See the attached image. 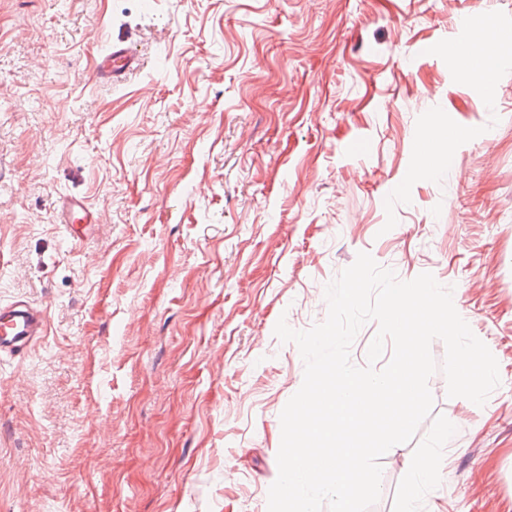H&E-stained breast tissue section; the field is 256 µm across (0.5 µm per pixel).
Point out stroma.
I'll return each instance as SVG.
<instances>
[{"label": "stroma", "mask_w": 512, "mask_h": 512, "mask_svg": "<svg viewBox=\"0 0 512 512\" xmlns=\"http://www.w3.org/2000/svg\"><path fill=\"white\" fill-rule=\"evenodd\" d=\"M488 19L512 38V0H0V300L48 315L0 361V512H268L304 376L275 325L323 322L361 252L451 288L500 376L481 406L431 376L368 512L446 427L420 512H512V56L460 73ZM119 41L141 67L95 81ZM466 47L468 54L465 53L463 59L461 57L463 67L465 69V76L476 80L485 89L492 88L495 70L491 69V65L484 70H472L464 64L466 56L472 64H478L485 59V56L491 51L485 37L482 34L475 33L474 30L468 31ZM57 224L66 238L79 242L86 237L85 231L93 224H101L97 211L93 210L83 198L75 195H59L52 202Z\"/></svg>", "instance_id": "1"}]
</instances>
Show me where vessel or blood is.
Wrapping results in <instances>:
<instances>
[{
	"label": "vessel or blood",
	"instance_id": "vessel-or-blood-1",
	"mask_svg": "<svg viewBox=\"0 0 512 512\" xmlns=\"http://www.w3.org/2000/svg\"><path fill=\"white\" fill-rule=\"evenodd\" d=\"M467 57L471 63L484 60L488 53L504 54V47H489L485 37L468 31ZM141 60L132 46L115 43L96 64L95 76L107 82L121 80L127 72L140 66ZM52 206L61 230L70 241L84 239L85 231L99 223L100 217L83 198L64 194L56 197ZM46 331V312L23 298L0 301V356L11 358L27 354L42 339Z\"/></svg>",
	"mask_w": 512,
	"mask_h": 512
}]
</instances>
